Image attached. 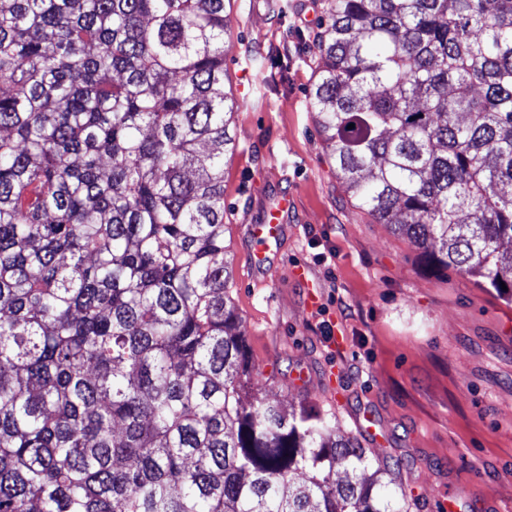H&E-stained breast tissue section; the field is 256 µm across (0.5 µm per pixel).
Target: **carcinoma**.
Listing matches in <instances>:
<instances>
[{"label": "carcinoma", "instance_id": "obj_1", "mask_svg": "<svg viewBox=\"0 0 512 512\" xmlns=\"http://www.w3.org/2000/svg\"><path fill=\"white\" fill-rule=\"evenodd\" d=\"M230 48L224 0H0V512H404L398 464L250 395ZM316 48L359 205L512 296V0H332Z\"/></svg>", "mask_w": 512, "mask_h": 512}]
</instances>
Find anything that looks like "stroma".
Wrapping results in <instances>:
<instances>
[{
  "label": "stroma",
  "mask_w": 512,
  "mask_h": 512,
  "mask_svg": "<svg viewBox=\"0 0 512 512\" xmlns=\"http://www.w3.org/2000/svg\"><path fill=\"white\" fill-rule=\"evenodd\" d=\"M330 6L225 5L237 148L224 160V259L253 376L262 398L335 415L337 434L399 460L409 512H455L461 496L512 512V300L431 263L337 177L309 103ZM285 191L295 210L253 270L248 230ZM299 264L317 308L293 276Z\"/></svg>",
  "instance_id": "stroma-1"
}]
</instances>
